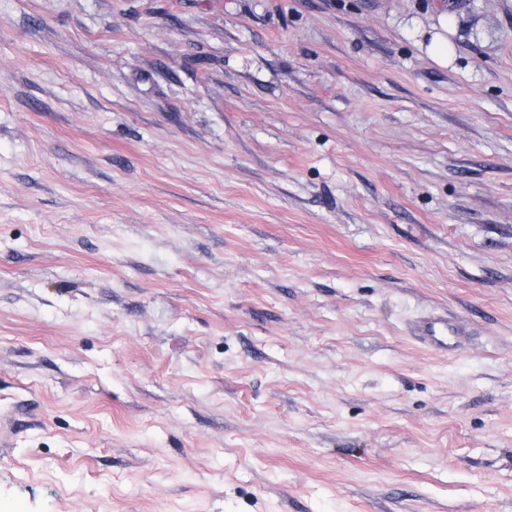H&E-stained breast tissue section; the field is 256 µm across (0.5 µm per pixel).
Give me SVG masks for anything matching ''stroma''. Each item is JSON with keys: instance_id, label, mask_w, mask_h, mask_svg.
<instances>
[{"instance_id": "obj_1", "label": "stroma", "mask_w": 512, "mask_h": 512, "mask_svg": "<svg viewBox=\"0 0 512 512\" xmlns=\"http://www.w3.org/2000/svg\"><path fill=\"white\" fill-rule=\"evenodd\" d=\"M0 86V512H512V0H0ZM411 334L428 348L448 354L461 345L465 330L461 324L449 320L448 314H430L414 323Z\"/></svg>"}]
</instances>
